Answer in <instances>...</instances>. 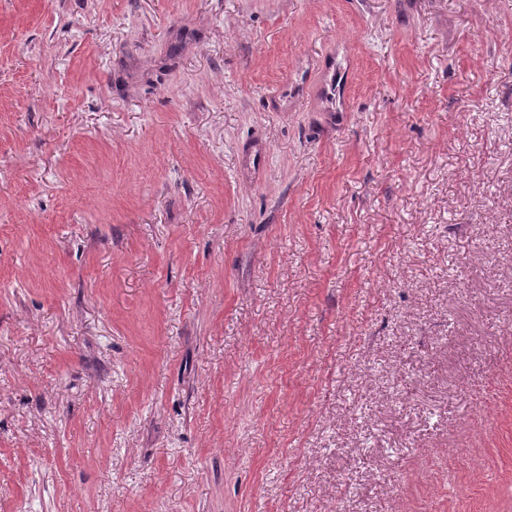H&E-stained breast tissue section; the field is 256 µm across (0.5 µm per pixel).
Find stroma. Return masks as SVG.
Segmentation results:
<instances>
[{"label":"stroma","mask_w":512,"mask_h":512,"mask_svg":"<svg viewBox=\"0 0 512 512\" xmlns=\"http://www.w3.org/2000/svg\"><path fill=\"white\" fill-rule=\"evenodd\" d=\"M0 512H512V0H0Z\"/></svg>","instance_id":"obj_1"}]
</instances>
